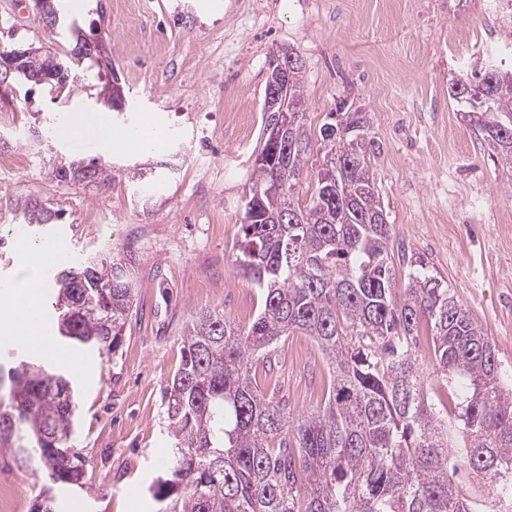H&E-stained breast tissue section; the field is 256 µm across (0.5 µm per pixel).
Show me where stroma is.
I'll list each match as a JSON object with an SVG mask.
<instances>
[{"mask_svg": "<svg viewBox=\"0 0 512 512\" xmlns=\"http://www.w3.org/2000/svg\"><path fill=\"white\" fill-rule=\"evenodd\" d=\"M83 32L109 33L126 109L113 128L149 118L163 145L102 154L91 140L46 137L60 103L48 90L14 91L0 112V152L25 155L0 170V235L21 223L28 198L60 211L74 255L131 266L135 301L109 356L70 349L60 369L79 403L75 450L86 461L59 512H159L151 487L171 451L164 391L182 362V336L201 313L253 320L261 295L229 257L261 145L264 90L273 51L304 63L305 127L318 135L340 100L369 118L370 168L389 223L396 288L425 261L512 370V167L493 155L450 96L453 79L512 62V22L492 0H66ZM40 47L66 56L73 39L39 23L34 0H0V50ZM104 158L109 188L59 181L74 159ZM293 414L323 406L328 367L313 339L283 338L272 373ZM31 512L39 473L0 447V481Z\"/></svg>", "mask_w": 512, "mask_h": 512, "instance_id": "stroma-1", "label": "stroma"}]
</instances>
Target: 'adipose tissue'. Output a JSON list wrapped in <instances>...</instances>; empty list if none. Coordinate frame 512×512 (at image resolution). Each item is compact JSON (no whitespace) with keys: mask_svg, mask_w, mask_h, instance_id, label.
<instances>
[{"mask_svg":"<svg viewBox=\"0 0 512 512\" xmlns=\"http://www.w3.org/2000/svg\"><path fill=\"white\" fill-rule=\"evenodd\" d=\"M57 134L63 139L80 135L124 150L135 149L144 140L158 144L163 141L161 130L151 122L143 123L137 130L124 131L113 129L106 118L87 121L77 115L59 127ZM18 250L22 257L21 282L0 290V335L24 343L36 357L66 360V348L52 339L48 325L34 320L32 313L42 307L47 290L41 277L43 267L68 263L69 249L64 241H40L25 233L18 240Z\"/></svg>","mask_w":512,"mask_h":512,"instance_id":"obj_1","label":"adipose tissue"}]
</instances>
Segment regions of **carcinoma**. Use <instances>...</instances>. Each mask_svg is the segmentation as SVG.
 Here are the masks:
<instances>
[{
    "mask_svg": "<svg viewBox=\"0 0 512 512\" xmlns=\"http://www.w3.org/2000/svg\"><path fill=\"white\" fill-rule=\"evenodd\" d=\"M52 33L66 27L61 0H43ZM451 91L503 163L512 164V72L495 66ZM290 100L306 102L303 65L291 72ZM299 113L300 149L288 163L256 165L230 260L263 295L242 325L216 311L187 327L182 364L164 393L172 451L159 502L181 512H512V373L502 371L487 333L444 281L420 263L394 292L387 222L369 166L366 113L329 112L320 128L322 163L310 201L299 203L311 137ZM106 188L111 167L73 161L57 170ZM288 195L300 223L282 218ZM24 224L59 212L23 205ZM59 337L110 355L134 304L124 266L74 260L48 273ZM452 406L431 391L419 355L422 327ZM313 338L330 373L322 409L293 417L259 388L255 360L271 362L282 337ZM76 405L70 380L53 367L0 365V446L36 466L50 487L32 512H56L57 495L84 486L73 451ZM481 478L468 495L453 476Z\"/></svg>",
    "mask_w": 512,
    "mask_h": 512,
    "instance_id": "obj_1",
    "label": "carcinoma"
}]
</instances>
